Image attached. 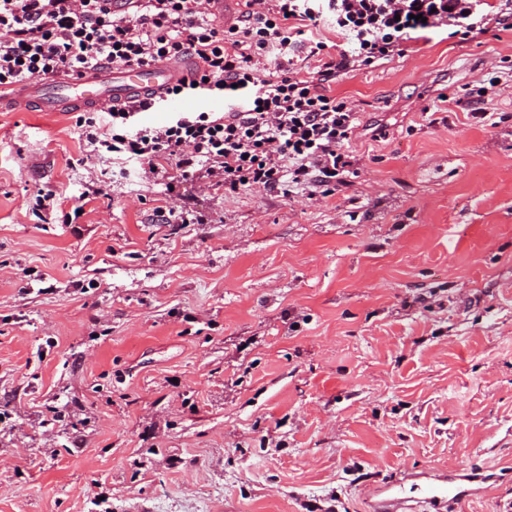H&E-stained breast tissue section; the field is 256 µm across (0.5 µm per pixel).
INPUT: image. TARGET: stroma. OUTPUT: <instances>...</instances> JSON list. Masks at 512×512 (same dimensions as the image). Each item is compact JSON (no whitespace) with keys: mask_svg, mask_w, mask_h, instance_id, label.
Masks as SVG:
<instances>
[{"mask_svg":"<svg viewBox=\"0 0 512 512\" xmlns=\"http://www.w3.org/2000/svg\"><path fill=\"white\" fill-rule=\"evenodd\" d=\"M494 68L510 30L341 76L361 125L319 200L171 198L77 113L0 110V512H368L459 463L500 476L459 512H512V95L467 97Z\"/></svg>","mask_w":512,"mask_h":512,"instance_id":"35a3bbf8","label":"stroma"}]
</instances>
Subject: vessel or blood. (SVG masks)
I'll list each match as a JSON object with an SVG mask.
<instances>
[{
	"label": "vessel or blood",
	"mask_w": 512,
	"mask_h": 512,
	"mask_svg": "<svg viewBox=\"0 0 512 512\" xmlns=\"http://www.w3.org/2000/svg\"><path fill=\"white\" fill-rule=\"evenodd\" d=\"M188 76V64L178 61L132 70L107 66L80 78L25 81L7 101L16 109L35 105L44 112L100 108L158 96ZM496 479V474L463 464L438 475L407 471L396 483L384 487L372 512H454L459 503L483 496Z\"/></svg>",
	"instance_id": "1"
}]
</instances>
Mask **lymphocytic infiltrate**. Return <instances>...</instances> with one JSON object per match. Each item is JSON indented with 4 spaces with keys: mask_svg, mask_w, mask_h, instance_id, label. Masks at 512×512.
<instances>
[{
    "mask_svg": "<svg viewBox=\"0 0 512 512\" xmlns=\"http://www.w3.org/2000/svg\"><path fill=\"white\" fill-rule=\"evenodd\" d=\"M242 24L209 19L205 0H0V89L24 79L82 76L105 65L143 67L188 55L191 79L165 97L222 95L221 112H176L141 125L156 100L80 118L95 152L147 161V180L175 192L179 179L235 193L304 187L329 197L352 161L357 112L331 83L344 73L406 56L414 34L467 40L494 23L512 31V0H246ZM331 25L336 41L317 38ZM320 59L312 72L295 57Z\"/></svg>",
    "mask_w": 512,
    "mask_h": 512,
    "instance_id": "obj_1",
    "label": "lymphocytic infiltrate"
}]
</instances>
